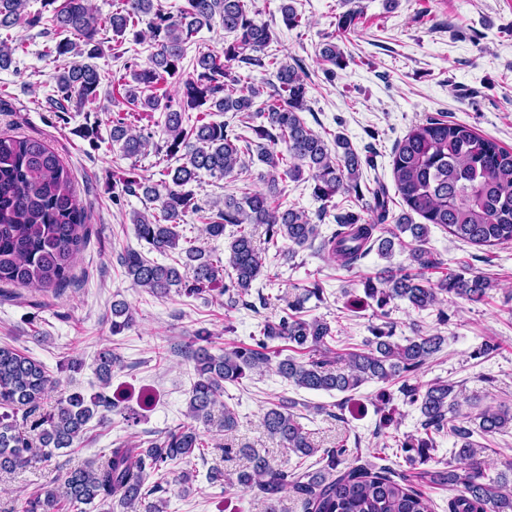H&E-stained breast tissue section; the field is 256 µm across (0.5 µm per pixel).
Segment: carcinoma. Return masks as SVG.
Listing matches in <instances>:
<instances>
[{
  "mask_svg": "<svg viewBox=\"0 0 512 512\" xmlns=\"http://www.w3.org/2000/svg\"><path fill=\"white\" fill-rule=\"evenodd\" d=\"M53 6L48 18L27 12L28 0H0V31L19 25H47L54 37L45 44L43 56L59 63L55 75L53 105L61 112L67 105L95 104L100 96L101 75L92 60L103 55L101 31L140 42L141 24L146 25L156 51L145 65L125 61L132 81L120 84L128 110L112 120L110 137L124 155H139L146 146L143 134L132 132L127 123L140 112L165 114V154L158 159L164 179L153 182L135 172L112 180V198L143 196L155 204L149 213L133 212L136 237L151 248L167 254H184V275L175 265L159 264L129 249L122 266L132 284L154 296L164 297L171 290L187 296L204 292L229 295L228 307L242 305L252 283L264 267L263 253L278 246V239L299 247L317 246L343 267L353 268L372 251L382 258L392 256L399 233L410 232L409 265L385 266L363 281L364 294L384 309L394 300H405L423 311L445 301V296L480 301L494 287L478 274L450 272L431 283L426 271L439 260L425 248L429 225L477 246L512 244V151L465 124L429 118L413 125L393 153L396 190L408 211L395 219L398 232L382 235L389 218L387 188L372 191V218L354 212L336 214V229L321 235L319 225L303 210L281 208L283 177L299 179L307 171L314 182L313 195L328 202L338 193L358 191L362 160L342 134L334 136L336 153L325 139L308 127L300 113L307 110V83L300 67L284 63L267 52L272 41L270 27L253 16V0H182L176 12L165 11L155 0H118L108 17L99 18L91 0H46ZM220 19L224 32L233 39L221 51H199L196 65L185 74L183 60L187 46L203 28ZM24 50L0 38V69L8 68L13 55ZM320 58L333 65L343 63L334 43H325ZM258 67L275 75L279 86L262 107L253 109L261 90L232 72L230 63ZM181 84L179 98L171 96L168 85ZM231 114L240 126L251 130L247 139L219 115ZM264 119L251 124L253 117ZM244 146H239V143ZM285 145V150L278 145ZM266 167L259 172L261 190H241L240 196L224 198V208L208 217L202 231L210 238L224 236L225 225L237 227L228 246V260L195 245L181 233L184 217L199 212L193 184L201 173L222 179L243 166L241 154ZM179 165L173 167L171 160ZM425 220L416 224L412 214ZM87 215L77 202L69 169L43 141L30 137L0 135V283L28 288L34 292H58L71 279L73 264L88 237ZM265 227L264 247L254 238L257 226ZM232 273L224 275V263ZM134 315L123 300L112 302L110 327L116 336L130 329ZM415 335L400 344L392 334L380 329L363 347L343 355L335 352L336 330L320 318L307 319L301 301L282 309L277 321L260 325L259 339L253 346H238L222 354L210 351L212 333L197 329L188 342L196 380L190 390L189 417L208 424L216 406L224 408V431L237 424L233 409L224 403V383H238L248 374L270 363L265 350L281 340L294 351L307 356L299 361L288 357L277 365V372L296 387L312 391L351 393L366 382L402 380L399 387L406 403L417 406L422 434L409 436L400 450L410 460L424 457L436 444L435 437L448 432L456 438L455 457L467 462L461 472L453 466L418 473L421 481L448 487V512H512V480L504 475L489 477L482 463L471 460L474 434L493 435L512 427V411L487 406L474 416L475 427L453 423L451 414L459 402L455 385L435 380L426 385L411 384L408 377L441 350L444 338L414 328ZM348 363L349 371L336 369L337 361ZM120 356L103 348L96 358V372L109 385L112 370L120 366ZM53 381L44 365L20 354L9 345H0V473H12L33 461L49 460L55 451L70 448L79 441L94 416L119 411L112 398L99 392L85 399L78 393L61 398L55 409L40 411V402ZM297 402L281 399L263 417L267 433L288 452L300 459L319 455L314 466L275 467L255 448L220 449L225 461L237 453L248 466L236 477L224 476L213 467L208 480L229 488H254L276 512L280 494L290 491L302 512H431L429 498L406 474L363 457L362 449L350 451L346 445L318 450L294 412ZM204 442L197 427L178 425L163 435L138 443L116 442L103 455L85 461L66 472L63 484L48 483L28 497L22 512H85V506H98L112 512V505L123 512H165L166 501L150 496L166 491V476L174 464H192L195 450ZM160 480L145 488L150 476Z\"/></svg>",
  "mask_w": 512,
  "mask_h": 512,
  "instance_id": "carcinoma-1",
  "label": "carcinoma"
}]
</instances>
